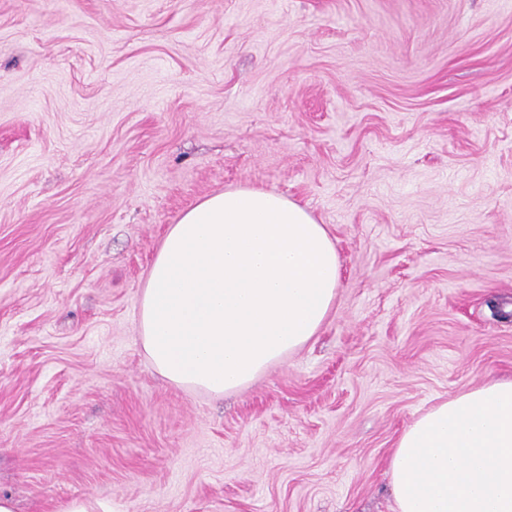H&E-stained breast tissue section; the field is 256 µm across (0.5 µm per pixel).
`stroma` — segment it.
Masks as SVG:
<instances>
[{
    "mask_svg": "<svg viewBox=\"0 0 512 512\" xmlns=\"http://www.w3.org/2000/svg\"><path fill=\"white\" fill-rule=\"evenodd\" d=\"M327 225L319 333L216 401L142 350L168 225ZM512 377V0H0V493L16 512H396L398 432ZM59 512H112L110 505L99 499L86 496L72 499L62 504Z\"/></svg>",
    "mask_w": 512,
    "mask_h": 512,
    "instance_id": "1",
    "label": "stroma"
}]
</instances>
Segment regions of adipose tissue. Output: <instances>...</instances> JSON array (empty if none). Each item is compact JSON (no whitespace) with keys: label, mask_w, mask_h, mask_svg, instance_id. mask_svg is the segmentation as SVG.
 <instances>
[{"label":"adipose tissue","mask_w":512,"mask_h":512,"mask_svg":"<svg viewBox=\"0 0 512 512\" xmlns=\"http://www.w3.org/2000/svg\"><path fill=\"white\" fill-rule=\"evenodd\" d=\"M340 272L300 204L225 188L165 233L140 295L143 351L171 384L223 398L318 334ZM387 472L396 512H512V378L430 407L399 433Z\"/></svg>","instance_id":"1"}]
</instances>
